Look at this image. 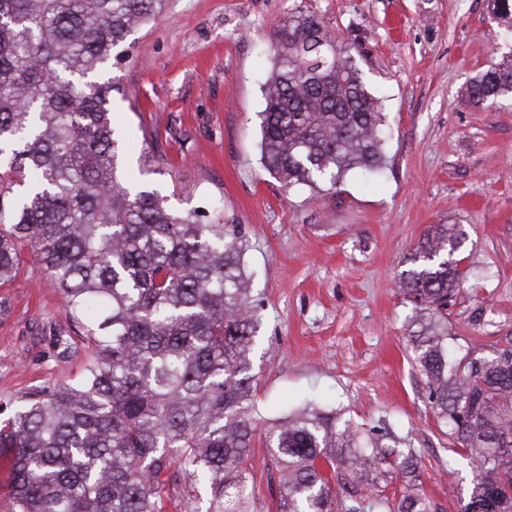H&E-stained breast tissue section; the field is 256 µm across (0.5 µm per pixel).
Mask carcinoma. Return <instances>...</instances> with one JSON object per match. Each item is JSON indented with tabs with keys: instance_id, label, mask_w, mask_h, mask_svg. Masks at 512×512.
<instances>
[{
	"instance_id": "carcinoma-1",
	"label": "carcinoma",
	"mask_w": 512,
	"mask_h": 512,
	"mask_svg": "<svg viewBox=\"0 0 512 512\" xmlns=\"http://www.w3.org/2000/svg\"><path fill=\"white\" fill-rule=\"evenodd\" d=\"M164 0H0V285L22 250L48 273L90 355L27 396L0 427L14 512H162L168 471L202 509L247 512L255 441L279 473L276 512H440L404 438L335 409L270 422L257 409L260 304L247 236L215 211L176 209L130 184L112 82L94 77ZM512 36V0H488ZM260 113L265 170L330 191L381 162V102L311 14L277 34ZM476 104L512 99V55L470 82ZM454 227L438 225L400 288L427 312L414 361L453 456L472 476L462 512H512V346L458 357L448 300L464 279ZM398 471L403 491L381 483Z\"/></svg>"
}]
</instances>
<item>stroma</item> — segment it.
<instances>
[{"label":"stroma","mask_w":512,"mask_h":512,"mask_svg":"<svg viewBox=\"0 0 512 512\" xmlns=\"http://www.w3.org/2000/svg\"><path fill=\"white\" fill-rule=\"evenodd\" d=\"M297 11L349 50L389 132L381 170L350 171L328 194L284 191L261 164L262 83ZM487 16V0H166L103 73L128 181L247 231L259 409L315 403L387 427L418 452L422 489L443 512H461L470 473L448 467V429L409 341L417 312L397 282L433 229L454 225L465 279L448 334L462 352L512 344V101L463 95L512 53ZM86 357L60 294L26 261L0 286V420Z\"/></svg>","instance_id":"35a3bbf8"}]
</instances>
